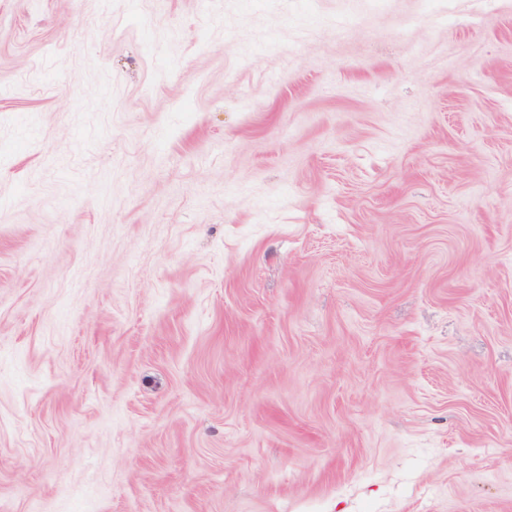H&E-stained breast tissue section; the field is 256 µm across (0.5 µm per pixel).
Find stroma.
<instances>
[{"instance_id": "obj_1", "label": "stroma", "mask_w": 512, "mask_h": 512, "mask_svg": "<svg viewBox=\"0 0 512 512\" xmlns=\"http://www.w3.org/2000/svg\"><path fill=\"white\" fill-rule=\"evenodd\" d=\"M0 512H512V0H0Z\"/></svg>"}]
</instances>
